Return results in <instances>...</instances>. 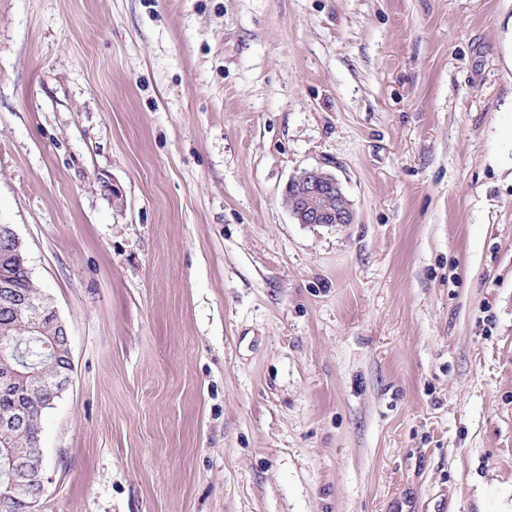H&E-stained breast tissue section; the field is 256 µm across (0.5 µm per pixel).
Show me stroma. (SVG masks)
<instances>
[{
    "mask_svg": "<svg viewBox=\"0 0 512 512\" xmlns=\"http://www.w3.org/2000/svg\"><path fill=\"white\" fill-rule=\"evenodd\" d=\"M0 224L38 512H512V0H0ZM289 189L295 197L288 210L296 223L329 226L355 222L353 202L335 174L318 167L303 169L288 181L283 194L288 195ZM5 229L10 234L15 256L22 262L20 238L13 228L5 226ZM17 259L10 254L9 245L1 238L0 286L11 292L3 295V288H0V382L4 377L13 378L17 381L13 386L14 390L19 391L20 395L4 393L0 388V450L19 449L13 473L32 474L39 460L41 414L44 409L49 408L47 403L50 398L45 393L44 384L31 375L44 370L66 373L70 366V344L56 333L54 326L68 336L67 329L50 300L40 304L23 301L30 311L32 327H29L27 310L13 296L17 294L20 298L30 300L43 297L44 294ZM46 316L50 317L54 326L46 322L41 331ZM51 340L54 342L52 351L43 347V343H51ZM14 419L17 420L11 423ZM13 473L0 468L1 512H31L27 505L28 499H11L3 496L2 492L7 489L13 497L29 496L30 505L34 508L44 492L45 465L41 462L33 475L32 488L26 482L15 480L8 486Z\"/></svg>",
    "mask_w": 512,
    "mask_h": 512,
    "instance_id": "35a3bbf8",
    "label": "stroma"
}]
</instances>
